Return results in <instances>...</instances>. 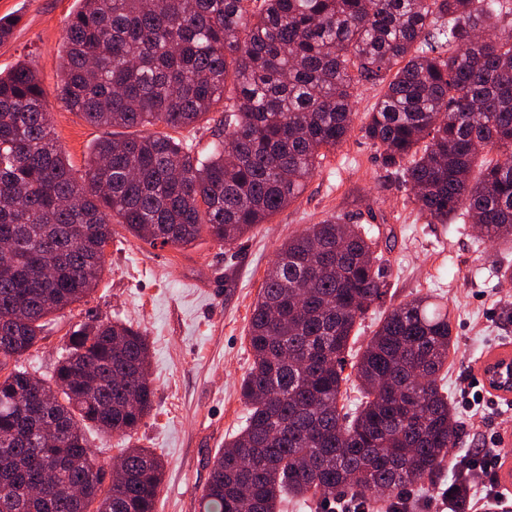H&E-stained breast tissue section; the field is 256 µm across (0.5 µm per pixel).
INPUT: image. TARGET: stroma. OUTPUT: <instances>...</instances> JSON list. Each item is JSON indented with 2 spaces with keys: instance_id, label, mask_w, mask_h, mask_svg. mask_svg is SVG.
<instances>
[{
  "instance_id": "1",
  "label": "stroma",
  "mask_w": 512,
  "mask_h": 512,
  "mask_svg": "<svg viewBox=\"0 0 512 512\" xmlns=\"http://www.w3.org/2000/svg\"><path fill=\"white\" fill-rule=\"evenodd\" d=\"M78 0H0V18L15 17L13 35L0 43V72L34 60L45 91L57 145L75 175H83L102 129L70 112L57 96L60 51ZM383 167L376 148L352 128L328 155L304 192L269 223L227 247L202 236L185 248L150 246L115 225L98 286L80 303L54 314L52 332L19 363L41 375L55 368L69 332L88 317L133 324L150 344L154 388L151 413L126 436L87 437L96 457L112 462L121 449L152 450L164 463L157 512H206L202 500L216 454L244 424L240 384L252 356L247 326L268 268L281 243L310 224L370 203L378 219V249L388 266V294L357 326L363 346L393 306L424 295L442 296L451 311L455 350L441 385L455 409L459 440L450 459L468 463L478 450L512 460V404L486 391L478 359L512 348V329L498 314L512 285L498 282L494 250L471 224H432Z\"/></svg>"
}]
</instances>
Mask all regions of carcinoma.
I'll use <instances>...</instances> for the list:
<instances>
[{"mask_svg": "<svg viewBox=\"0 0 512 512\" xmlns=\"http://www.w3.org/2000/svg\"><path fill=\"white\" fill-rule=\"evenodd\" d=\"M59 95L108 130L84 184L58 148L37 71L0 73V512H155L162 462L122 448L112 469L85 429L127 435L150 414L148 343L132 325L74 326L52 374L9 361L104 271L112 225L155 246L203 234L230 246L290 205L345 141L351 101L380 95L361 125L433 224L454 217L512 247V0H79ZM222 106L204 157L168 133ZM493 157H488L491 152ZM366 227L332 215L285 241L251 314L244 426L215 457L212 512H278L421 487L457 445L439 385L454 340L426 295L387 313L356 361L357 323L388 291ZM351 372L345 373L346 366ZM361 398L344 413L342 386ZM471 474L448 485L468 512Z\"/></svg>", "mask_w": 512, "mask_h": 512, "instance_id": "obj_1", "label": "carcinoma"}]
</instances>
